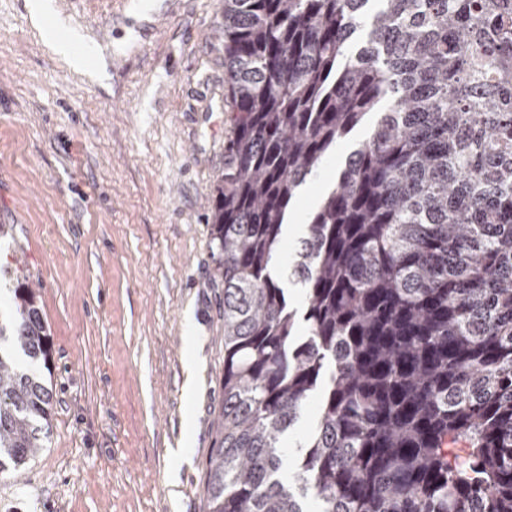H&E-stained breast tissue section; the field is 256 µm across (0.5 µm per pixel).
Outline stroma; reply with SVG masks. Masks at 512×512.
<instances>
[{
  "label": "stroma",
  "instance_id": "35a3bbf8",
  "mask_svg": "<svg viewBox=\"0 0 512 512\" xmlns=\"http://www.w3.org/2000/svg\"><path fill=\"white\" fill-rule=\"evenodd\" d=\"M222 21L220 0H53L40 22L28 0H0V262L37 292L53 392L45 448L0 473V512H208L224 403L209 204L229 136ZM73 30L83 71L50 47ZM367 133L308 177L292 223Z\"/></svg>",
  "mask_w": 512,
  "mask_h": 512
}]
</instances>
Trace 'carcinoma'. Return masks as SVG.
Masks as SVG:
<instances>
[{"instance_id":"cac0c4a2","label":"carcinoma","mask_w":512,"mask_h":512,"mask_svg":"<svg viewBox=\"0 0 512 512\" xmlns=\"http://www.w3.org/2000/svg\"><path fill=\"white\" fill-rule=\"evenodd\" d=\"M224 71L208 512H512V0H224ZM372 114L292 257L298 341L272 276L289 208ZM37 299L0 317L1 471L50 424ZM318 407L319 400L317 396L311 397L306 402L297 425L286 438V443L290 447V457L295 456L299 449L297 446L303 445L308 439L317 418Z\"/></svg>"}]
</instances>
